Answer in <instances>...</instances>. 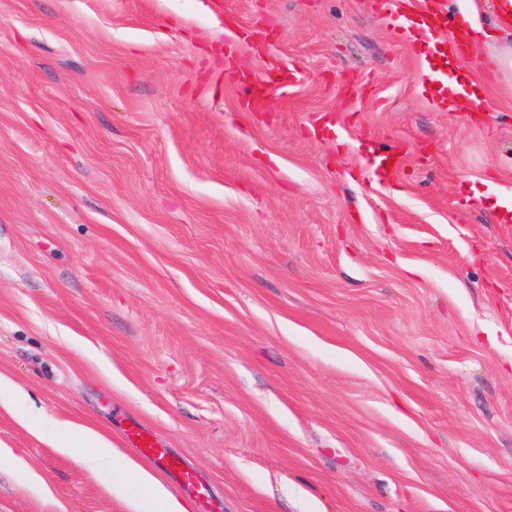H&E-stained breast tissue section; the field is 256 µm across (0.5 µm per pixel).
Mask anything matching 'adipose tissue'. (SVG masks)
Instances as JSON below:
<instances>
[{
  "label": "adipose tissue",
  "mask_w": 512,
  "mask_h": 512,
  "mask_svg": "<svg viewBox=\"0 0 512 512\" xmlns=\"http://www.w3.org/2000/svg\"><path fill=\"white\" fill-rule=\"evenodd\" d=\"M38 431L50 441L65 440L66 455L92 474H111L113 493L132 504L134 512H188L149 470L122 455L101 433L44 419Z\"/></svg>",
  "instance_id": "ef3b65f1"
}]
</instances>
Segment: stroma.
<instances>
[{"label":"stroma","instance_id":"1","mask_svg":"<svg viewBox=\"0 0 512 512\" xmlns=\"http://www.w3.org/2000/svg\"><path fill=\"white\" fill-rule=\"evenodd\" d=\"M401 23L0 0V512H130L43 415L152 431L222 512H512V81ZM407 144L403 141L393 142L389 145H386L382 148V150L378 153V155L382 158L380 167L378 168L379 173L383 177H388L400 169V165L403 162V159L406 155ZM393 159V164H391V169H386V163Z\"/></svg>","mask_w":512,"mask_h":512}]
</instances>
